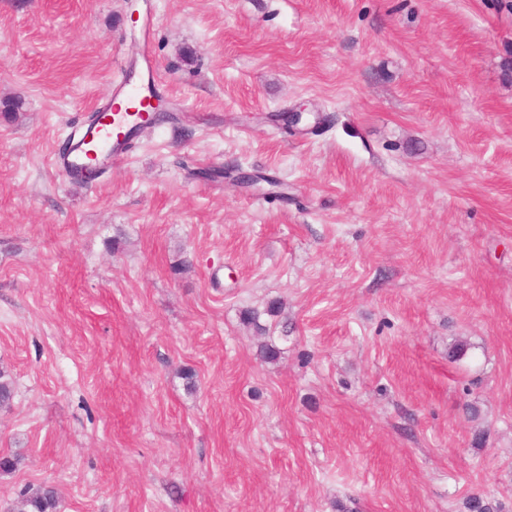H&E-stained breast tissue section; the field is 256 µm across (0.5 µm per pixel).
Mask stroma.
<instances>
[{"label": "stroma", "mask_w": 512, "mask_h": 512, "mask_svg": "<svg viewBox=\"0 0 512 512\" xmlns=\"http://www.w3.org/2000/svg\"><path fill=\"white\" fill-rule=\"evenodd\" d=\"M508 60L512 0H0V512H512ZM156 107L152 96L121 87L107 102L100 103L97 112L83 125L72 131L69 151L54 157V167L65 175H73L91 162L104 165L122 162L128 156L133 129L148 123ZM77 176L87 181L94 179L96 173L86 174L82 170ZM21 497L19 512H56L57 491L51 485L25 490Z\"/></svg>", "instance_id": "35a3bbf8"}]
</instances>
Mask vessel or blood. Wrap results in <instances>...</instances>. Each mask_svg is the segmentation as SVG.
Segmentation results:
<instances>
[{
    "label": "vessel or blood",
    "mask_w": 512,
    "mask_h": 512,
    "mask_svg": "<svg viewBox=\"0 0 512 512\" xmlns=\"http://www.w3.org/2000/svg\"><path fill=\"white\" fill-rule=\"evenodd\" d=\"M154 109L151 96L120 88L72 131L69 151L54 157V167L73 175L91 162H122L129 153L134 128L149 122Z\"/></svg>",
    "instance_id": "1"
}]
</instances>
